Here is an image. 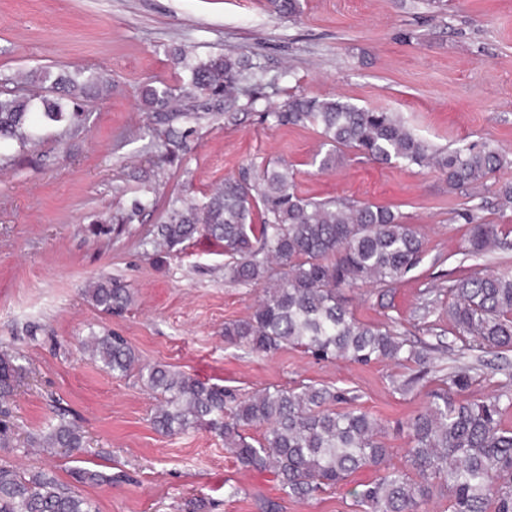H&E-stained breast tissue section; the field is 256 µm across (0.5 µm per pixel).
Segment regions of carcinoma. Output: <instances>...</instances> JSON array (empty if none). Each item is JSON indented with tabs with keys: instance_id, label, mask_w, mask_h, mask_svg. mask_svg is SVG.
<instances>
[{
	"instance_id": "1",
	"label": "carcinoma",
	"mask_w": 512,
	"mask_h": 512,
	"mask_svg": "<svg viewBox=\"0 0 512 512\" xmlns=\"http://www.w3.org/2000/svg\"><path fill=\"white\" fill-rule=\"evenodd\" d=\"M175 56L190 72V89L224 97V120L236 119V103L246 95L259 100L260 84L248 61L228 52L194 63L178 48ZM26 83L49 87L48 95L6 93L0 96V144L24 146L34 138L32 115L49 125L79 126L84 102L108 88L96 77L79 82L74 74L46 69L29 72ZM142 99L166 125L161 154L188 134L179 119H201L197 112H169L173 89L159 82L142 89ZM266 117L280 125H316L325 152L318 169L336 165L340 150L350 148L371 160L402 166L433 165L448 186H475L489 175L512 167L498 148L461 145L435 148L419 138L401 114L357 107L339 98L291 97ZM260 215V222L254 221ZM472 223L468 254L481 259L505 246L499 225ZM198 235L224 243V279L239 284L266 282L252 313L224 323V340L271 354L285 346L302 348L323 361L346 359L367 365L390 360L421 363L428 351L418 349L392 326L359 322L347 309L340 290L358 283L388 286L420 259L424 242L403 216L388 208L319 201L295 191L288 165L266 166L257 178L229 176L199 204L171 202L152 243L171 251ZM94 304L110 314L129 300L121 282L101 278L88 288ZM448 323L461 348L493 353L512 350V274L476 271L448 286ZM92 356L115 376L128 375L138 358L121 336H93L85 343ZM25 356L0 353V399L11 397ZM480 357L448 372L446 386L430 393L425 409L409 422L412 446L400 464L381 439L382 423L362 409H340L346 393L307 384L268 387L239 398L218 384L173 371L165 365L143 366L138 374L146 388L161 396L152 418L164 434L209 429L224 436V446L246 468L267 471L280 490L309 499L335 487L361 469L372 480L354 490L364 512H420L436 493L448 496V512H512V429L501 427L503 411L512 406V378L494 381L480 373ZM481 398L460 403L456 395L482 384ZM266 426L263 441H247L245 428ZM75 424L60 421L31 439L37 448H83ZM77 483L105 482L97 471L76 467ZM0 512H96L90 499L61 482L50 469L22 470L0 463Z\"/></svg>"
}]
</instances>
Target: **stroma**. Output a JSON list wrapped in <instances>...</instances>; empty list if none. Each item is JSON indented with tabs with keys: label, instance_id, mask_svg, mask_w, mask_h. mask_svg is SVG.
<instances>
[{
	"label": "stroma",
	"instance_id": "1",
	"mask_svg": "<svg viewBox=\"0 0 512 512\" xmlns=\"http://www.w3.org/2000/svg\"><path fill=\"white\" fill-rule=\"evenodd\" d=\"M177 48L195 61L228 51L247 58L263 97L239 98L231 123L223 102L180 98L178 109L202 118L162 163L159 122L140 91L154 81L183 86L189 73ZM42 67L81 68L111 88L87 103L82 127L43 132L0 160V347L26 356L14 395L0 400L13 439L0 459L70 481L63 449L30 445L63 418L84 433V467L116 477L81 488L99 512H260L267 500L277 512H361L352 492L371 470L312 499L288 497L270 473L240 466L218 433H158V396L138 373L107 372L83 343L123 336L141 363L238 395L301 384L345 390L381 420L386 446L402 458L408 421L462 358L448 323L450 280L512 272V247L467 257L465 221L499 225L512 244V209L497 207L512 168L452 189L435 168L381 165L346 149L336 168L320 171L311 164L318 129L266 115L293 95L340 98L400 113L439 147L490 143L512 155V0H297L286 16L271 0H0V81L16 87ZM252 161L288 163L302 196L387 207L413 225L424 253L412 270L390 288L363 284L341 295L359 321L392 322L434 346L427 376L413 363L326 362L292 347L262 355L225 342V323L252 312L262 285L225 280L222 245L198 237L161 252L152 230L172 200L204 202ZM143 199L148 207L136 209ZM129 212L134 220L120 222ZM104 276L127 285L123 310L104 313L87 294ZM231 485L237 496H227Z\"/></svg>",
	"mask_w": 512,
	"mask_h": 512
}]
</instances>
